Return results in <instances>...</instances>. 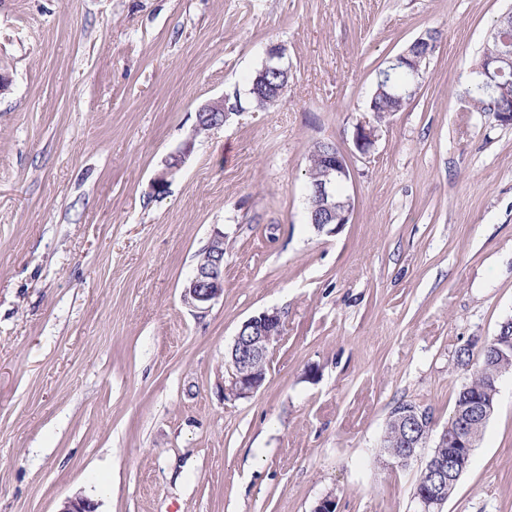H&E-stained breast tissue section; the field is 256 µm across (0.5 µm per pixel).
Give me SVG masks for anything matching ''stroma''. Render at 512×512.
Masks as SVG:
<instances>
[{
  "label": "stroma",
  "mask_w": 512,
  "mask_h": 512,
  "mask_svg": "<svg viewBox=\"0 0 512 512\" xmlns=\"http://www.w3.org/2000/svg\"><path fill=\"white\" fill-rule=\"evenodd\" d=\"M512 0H0V512H413L427 457L391 409L448 423L456 353L512 317V126L459 97ZM441 33L370 158L379 70ZM281 44L288 89L248 88ZM237 108L195 133L201 105ZM352 159L350 223L307 219L308 150ZM189 155L165 193L166 157ZM223 232L224 294L183 300ZM278 310L262 388L224 397L243 321ZM440 512H512V373ZM379 137V128L372 123L360 122L356 125L353 141L357 152L362 157H370L371 150ZM417 406L421 407L420 405H417L413 402L408 401H402L397 403L392 411L390 412L389 418L386 422L383 440H382V450L387 456V458L392 461L393 463H396L402 458V455L405 458H412L417 457L420 445L426 444L427 440L429 439V435L433 431V427L429 426L433 424V418L432 422L424 423L422 425H415L414 428H409L408 426L400 425L404 422H418L423 423L424 421H429V415L430 412L433 415L430 408L425 407V411L423 409L421 410H413L408 412L407 414L403 415L402 417L398 418V423L396 420V416L399 412L407 409L408 407ZM420 438L421 444L419 440H413L410 439L407 441V447L405 449V452L403 454L404 444L406 443L407 437Z\"/></svg>",
  "instance_id": "obj_1"
}]
</instances>
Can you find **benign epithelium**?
I'll use <instances>...</instances> for the list:
<instances>
[{
  "label": "benign epithelium",
  "mask_w": 512,
  "mask_h": 512,
  "mask_svg": "<svg viewBox=\"0 0 512 512\" xmlns=\"http://www.w3.org/2000/svg\"><path fill=\"white\" fill-rule=\"evenodd\" d=\"M285 48L272 44L266 52L263 71L275 74L288 73L283 62ZM231 113L224 106V99H216L203 104L197 112V120H207L210 129L219 128L229 120ZM379 137V128L372 123L360 122L356 125L353 141L357 152L367 158ZM188 151L169 155L164 167L153 181L157 193L165 191L170 179L184 166ZM322 172L320 177L308 187L307 200L312 212V224L321 231L329 224L349 223L355 208L352 196L336 194V184L347 182L351 178L349 156L340 149H330L322 154ZM211 246V264L208 268H197L184 287V299L196 309H206L210 303L224 294V233L217 232L209 240ZM283 336V321L280 312L263 310L241 325L234 338L224 376V394L233 399L253 396L264 384L270 362L274 358L277 344ZM258 362L261 369L251 371L249 367ZM487 412L482 408H468L452 414L456 423L453 437L448 430L439 435L438 447H444L446 441L459 448V453L448 457V461L430 459L431 480L426 490L415 500L416 512H439L442 505L443 488L466 467L471 458V445L467 430L470 424L485 418ZM59 512H95V504L84 496L77 495L63 502Z\"/></svg>",
  "instance_id": "7a95c632"
}]
</instances>
